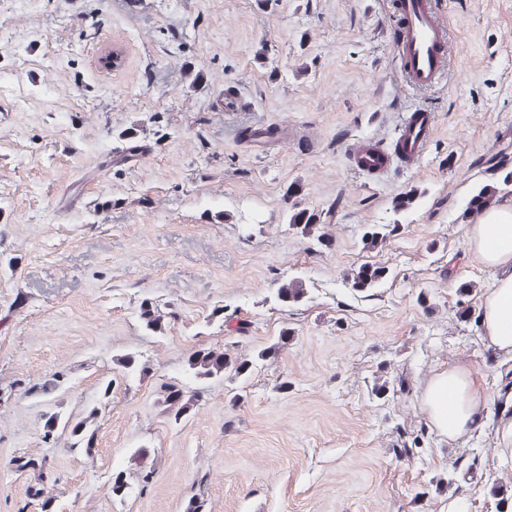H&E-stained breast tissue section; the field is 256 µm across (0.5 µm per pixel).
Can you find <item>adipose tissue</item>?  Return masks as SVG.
Instances as JSON below:
<instances>
[{"label": "adipose tissue", "instance_id": "adipose-tissue-1", "mask_svg": "<svg viewBox=\"0 0 512 512\" xmlns=\"http://www.w3.org/2000/svg\"><path fill=\"white\" fill-rule=\"evenodd\" d=\"M469 244L487 267H512V205L496 208L484 223L474 225ZM480 324L486 346L512 361V274L498 278L488 289ZM420 401L432 428L452 442H465L489 418L483 382L459 364L437 370Z\"/></svg>", "mask_w": 512, "mask_h": 512}]
</instances>
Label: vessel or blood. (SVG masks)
Segmentation results:
<instances>
[{"mask_svg":"<svg viewBox=\"0 0 512 512\" xmlns=\"http://www.w3.org/2000/svg\"><path fill=\"white\" fill-rule=\"evenodd\" d=\"M399 18L395 59L406 83L416 90L439 85L448 73L449 27L438 15L435 0H395ZM434 132L431 108H417L404 117L391 148L360 140L350 149V161L361 173L378 177L391 167L414 168Z\"/></svg>","mask_w":512,"mask_h":512,"instance_id":"b4317fda","label":"vessel or blood"}]
</instances>
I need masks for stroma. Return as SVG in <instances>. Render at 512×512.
<instances>
[{"label": "stroma", "instance_id": "1", "mask_svg": "<svg viewBox=\"0 0 512 512\" xmlns=\"http://www.w3.org/2000/svg\"><path fill=\"white\" fill-rule=\"evenodd\" d=\"M437 4L448 77L418 92L392 0H0V512L193 496L203 512H512L493 427L448 442L419 402L455 361L491 401L512 390L479 326L496 274L468 245L471 198L506 175L476 160L512 162V0ZM417 106L435 129L416 169L353 170L351 145L391 147ZM299 211L330 245L290 224ZM365 265L386 275L353 289ZM293 275L307 292L280 303ZM146 301L178 312L165 335L144 330ZM283 333L239 401L210 381L169 420L160 386L189 383L191 352L248 358ZM125 353L144 374L115 365ZM52 377L64 414L99 406L91 452L44 438L51 405L30 388ZM142 447L146 480L128 463Z\"/></svg>", "mask_w": 512, "mask_h": 512}]
</instances>
